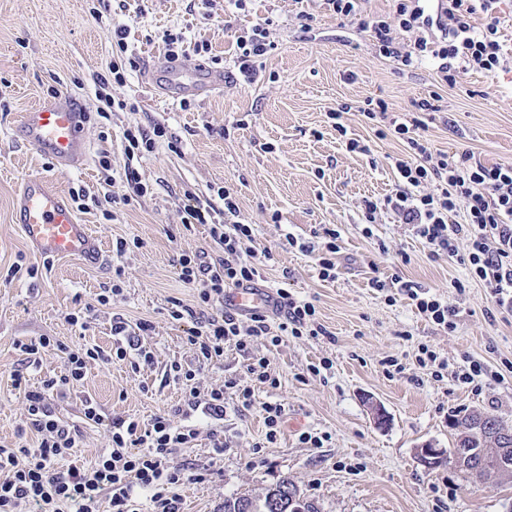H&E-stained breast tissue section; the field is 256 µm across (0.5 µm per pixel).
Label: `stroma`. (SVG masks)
I'll list each match as a JSON object with an SVG mask.
<instances>
[{"label":"stroma","mask_w":512,"mask_h":512,"mask_svg":"<svg viewBox=\"0 0 512 512\" xmlns=\"http://www.w3.org/2000/svg\"><path fill=\"white\" fill-rule=\"evenodd\" d=\"M505 62L495 76H465L455 87H439L433 68L400 72L378 56L357 24L344 22L322 0H246L235 11L232 31L272 18L276 44L263 64L270 80L252 87L216 89L187 104L147 86L143 70L165 55L163 33L185 41L206 42L224 58L232 31L224 29V0L211 9L190 0H148L144 14L121 8L120 0H0V446L14 447L24 421V405L11 375L21 369L16 341L49 336L69 347L84 343L112 345V319L129 323L151 320L148 342L153 366L132 371L118 363L89 366L76 391L57 406V414L79 422L82 402H95L104 418L83 429L74 464L96 457L107 444L106 421L115 417L149 420L171 411L182 398L180 385L162 384L171 360L192 362L186 324L170 319L171 301L192 306L197 292L177 277L182 253L210 261L217 254L209 227L183 226L188 195L213 198V190L232 181L239 218L255 225L256 249L273 251L276 261L265 287L288 279L297 296L312 301L323 336H286L278 346L251 343L247 351L228 347L223 364L202 370L200 388L222 385L225 378L249 384V356L264 355L280 384L262 388L259 398L285 407L277 443L255 451L263 430L259 412L228 411L217 431L226 444L222 460L212 458L211 441L201 435L196 447L177 449L173 462L210 472L204 484L179 490L181 512H221L225 499L243 494L263 496L280 479L294 483L318 512H512V483L485 488L464 480L454 468L426 469L416 450L424 443L449 448L453 414L481 409L512 426V316H489L486 288L471 280L457 263L430 260L423 239L409 226L381 214L365 229L359 204L392 189L389 157L404 153L397 138L379 139L357 107L380 98L393 111H407L412 100L440 91L446 110L426 132L434 146L448 153L472 151L486 165L512 161V0L499 4ZM311 16L310 31L301 28ZM128 29V51L137 61L113 94L128 107L97 115V75L107 73L117 29ZM79 100L90 158L84 169L62 173L38 156L18 136L21 118L56 92ZM351 104L339 136L327 114ZM246 127H239V120ZM161 123L167 134L138 171L149 187L145 197L114 207L103 197L101 150L122 158L125 129ZM366 145L351 152L346 138ZM48 179L56 188L84 187V210L78 217L101 239L107 259L90 266L72 258L36 255L20 233L12 202L25 179ZM337 229V276H318L314 255L282 250L286 235L309 239L312 230ZM129 240L117 254L118 239ZM24 272L6 274L13 265ZM37 267L36 275L25 272ZM386 281L371 288V276ZM417 283L460 309L455 330L425 320L412 302L398 294L393 278ZM120 285L121 295L103 305L99 294ZM89 308L90 324L79 332L65 319ZM428 345L447 360L442 377H432L415 360L418 345ZM398 358L404 370L387 374L384 362ZM330 369L311 375L321 359ZM484 363L473 389L459 387L454 372L470 361ZM378 404L389 421L375 425L370 406ZM324 436L322 447L303 443L302 433Z\"/></svg>","instance_id":"obj_1"}]
</instances>
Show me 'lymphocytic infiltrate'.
<instances>
[{"label":"lymphocytic infiltrate","mask_w":512,"mask_h":512,"mask_svg":"<svg viewBox=\"0 0 512 512\" xmlns=\"http://www.w3.org/2000/svg\"><path fill=\"white\" fill-rule=\"evenodd\" d=\"M324 2L337 17L357 21L379 56L404 71L432 66L439 84L456 86L471 72L492 77L501 66L498 0H393L386 14L364 12L363 0ZM478 16L483 22L477 26L473 20ZM274 48L265 24L237 35L224 70L225 83L260 81L258 62ZM441 101L438 93H430L414 100L408 113L390 111L381 99L368 98L360 106L367 120L383 122L378 137L391 134L405 145L404 154L391 160L395 182L390 194L363 198V221L374 223L379 211H392L398 223L409 225L415 236L425 240L431 260L455 259L487 288L494 309L511 315L512 163L485 165L474 161L467 150L438 151L425 130L434 114L442 111ZM165 134L159 125L150 131L125 130L124 157L118 164L109 152H102V167L112 170L124 186L113 204L127 205L147 193L136 164L154 152L158 138ZM217 194L224 202L223 213L198 199L183 207V224L209 225L222 255L204 263L184 253L177 262L179 280L195 289L198 298L196 307L176 301L169 310L172 320L191 324L187 342L193 364L174 360L165 369L166 378L182 387L181 403L146 423L131 417L113 419L106 448L94 460L76 466L69 459L81 441V427L101 424V415L88 401L81 424H71L56 415L54 402L71 394L91 364L121 362L135 371L152 366L154 352L144 338L153 332V323L143 319L132 325L113 318L110 349L85 344L60 348L59 371L46 376L40 386L29 385L24 371L14 372L13 387L23 399L24 422L34 440L29 446L0 448V512H180V486L187 480L205 482L208 473L186 472L173 465L172 456L176 449L195 447L200 422L223 420L229 394L235 397L237 412L259 408L265 428L262 445L277 442L283 404H260L255 399L256 387L278 384L267 357L250 358L246 372L253 383L249 386L230 377L203 392L196 382L198 371L223 362L225 347L243 351L258 339L275 346L282 337L320 336L325 328L315 305L297 298L284 283L277 289L281 306L276 316L241 317L225 311V289L262 279L275 255L267 248H249L254 229L238 219L234 187H218ZM400 289L426 320L449 331L456 329L460 310L447 299L409 281Z\"/></svg>","instance_id":"1"}]
</instances>
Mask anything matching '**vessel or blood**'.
Returning <instances> with one entry per match:
<instances>
[{
	"label": "vessel or blood",
	"instance_id": "b4317fda",
	"mask_svg": "<svg viewBox=\"0 0 512 512\" xmlns=\"http://www.w3.org/2000/svg\"><path fill=\"white\" fill-rule=\"evenodd\" d=\"M145 81L161 83L169 97L195 99L223 86L224 72L189 69L164 57L148 64ZM85 123L82 106L62 93L25 112L20 129L29 147L66 173L88 161ZM13 209L26 241L38 255L74 257L90 265L104 262L98 237L78 220L67 197L44 178H27L14 198ZM278 303L277 294L266 288H229L224 292L225 311L239 315L269 312Z\"/></svg>",
	"mask_w": 512,
	"mask_h": 512
}]
</instances>
